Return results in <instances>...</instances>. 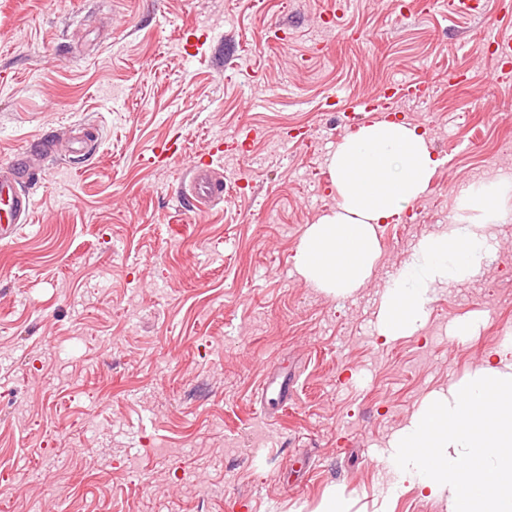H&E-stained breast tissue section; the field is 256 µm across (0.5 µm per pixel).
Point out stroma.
<instances>
[{"instance_id":"1","label":"stroma","mask_w":512,"mask_h":512,"mask_svg":"<svg viewBox=\"0 0 512 512\" xmlns=\"http://www.w3.org/2000/svg\"><path fill=\"white\" fill-rule=\"evenodd\" d=\"M480 7L0 0V168L45 135L60 152L36 162L26 222L0 241V512H314L333 487L374 512L389 434L512 338V217L419 335L376 331L386 281L456 186L512 172V81L487 43L512 0ZM193 30L209 40L188 51ZM398 81L427 86L395 109L440 164L379 229L367 283L335 297L292 257L335 206L342 105ZM220 144L224 200L189 212L188 166ZM471 316L475 335L453 338ZM271 374L292 388L269 416Z\"/></svg>"}]
</instances>
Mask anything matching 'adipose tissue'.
Segmentation results:
<instances>
[{
  "mask_svg": "<svg viewBox=\"0 0 512 512\" xmlns=\"http://www.w3.org/2000/svg\"><path fill=\"white\" fill-rule=\"evenodd\" d=\"M438 165L418 127L402 121H377L343 137L326 164L336 206L305 229L295 270L333 296L358 291L381 254L378 228L401 222ZM511 214V175L461 187L447 225L422 235L386 282L378 336L418 334L437 289L471 282L488 266L499 246L496 229ZM389 448L393 492L418 488L448 512H512V341L427 395Z\"/></svg>",
  "mask_w": 512,
  "mask_h": 512,
  "instance_id": "1",
  "label": "adipose tissue"
}]
</instances>
